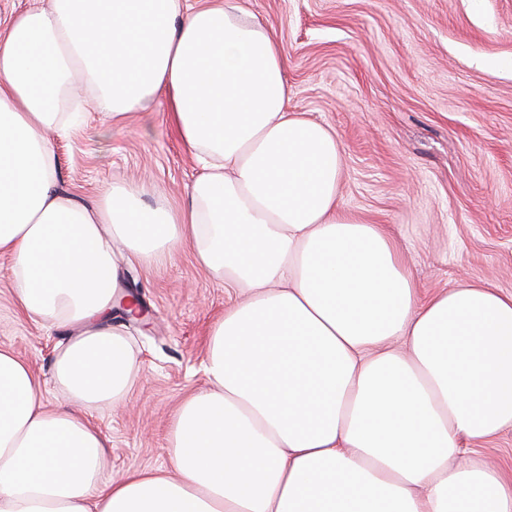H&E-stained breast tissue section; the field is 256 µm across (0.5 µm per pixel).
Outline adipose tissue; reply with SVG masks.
I'll list each match as a JSON object with an SVG mask.
<instances>
[{
    "mask_svg": "<svg viewBox=\"0 0 512 512\" xmlns=\"http://www.w3.org/2000/svg\"><path fill=\"white\" fill-rule=\"evenodd\" d=\"M286 62L238 0H51L0 32V257L17 308L73 331L53 362L64 407L0 347V512H512L497 469L449 463L512 427V293L419 300L390 232L343 207L335 132L289 111ZM77 81L117 122L163 100L201 169L184 205L60 189ZM116 239L147 265L191 247L230 302L169 470L105 484L83 412L133 372Z\"/></svg>",
    "mask_w": 512,
    "mask_h": 512,
    "instance_id": "ef3b65f1",
    "label": "adipose tissue"
}]
</instances>
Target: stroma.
<instances>
[{"instance_id":"obj_1","label":"stroma","mask_w":512,"mask_h":512,"mask_svg":"<svg viewBox=\"0 0 512 512\" xmlns=\"http://www.w3.org/2000/svg\"><path fill=\"white\" fill-rule=\"evenodd\" d=\"M281 43L288 109L335 131L344 207L386 225L420 298L483 281L512 293V0H241ZM155 100L123 123L98 111L56 143L60 187L89 208L113 183L144 187V205L181 206L200 175ZM123 288L153 313L127 323L138 370L126 398L92 413L109 444L105 476L169 465L167 432L185 396L204 388L224 283L190 249L146 266L121 242ZM0 257V347L60 402L55 350L71 332L17 310Z\"/></svg>"}]
</instances>
